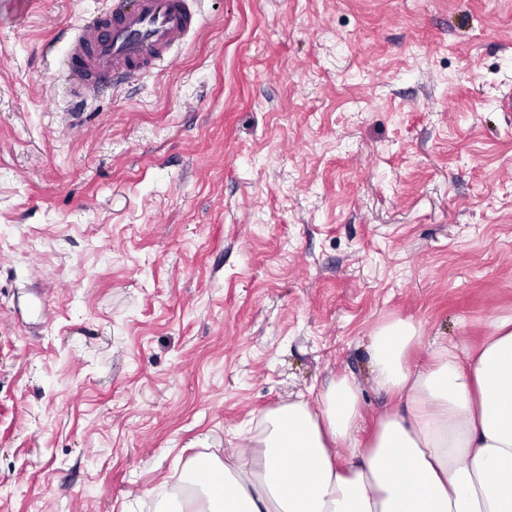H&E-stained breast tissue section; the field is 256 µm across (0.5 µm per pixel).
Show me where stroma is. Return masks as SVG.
Listing matches in <instances>:
<instances>
[{
    "label": "stroma",
    "mask_w": 512,
    "mask_h": 512,
    "mask_svg": "<svg viewBox=\"0 0 512 512\" xmlns=\"http://www.w3.org/2000/svg\"><path fill=\"white\" fill-rule=\"evenodd\" d=\"M104 0H0V512H167L267 411L363 388L380 323L512 314V0H198L72 101Z\"/></svg>",
    "instance_id": "stroma-1"
}]
</instances>
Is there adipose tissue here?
<instances>
[{
  "instance_id": "obj_1",
  "label": "adipose tissue",
  "mask_w": 512,
  "mask_h": 512,
  "mask_svg": "<svg viewBox=\"0 0 512 512\" xmlns=\"http://www.w3.org/2000/svg\"><path fill=\"white\" fill-rule=\"evenodd\" d=\"M420 341L408 319L372 331V381L398 406L367 443L360 384L339 376L318 409L266 412L257 454L198 466L187 512H512V315L474 351L436 341L414 364Z\"/></svg>"
}]
</instances>
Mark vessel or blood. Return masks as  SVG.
<instances>
[{
    "label": "vessel or blood",
    "mask_w": 512,
    "mask_h": 512,
    "mask_svg": "<svg viewBox=\"0 0 512 512\" xmlns=\"http://www.w3.org/2000/svg\"><path fill=\"white\" fill-rule=\"evenodd\" d=\"M194 0H114L78 27L62 68L68 91L84 100L168 66L197 26Z\"/></svg>",
    "instance_id": "b4317fda"
}]
</instances>
